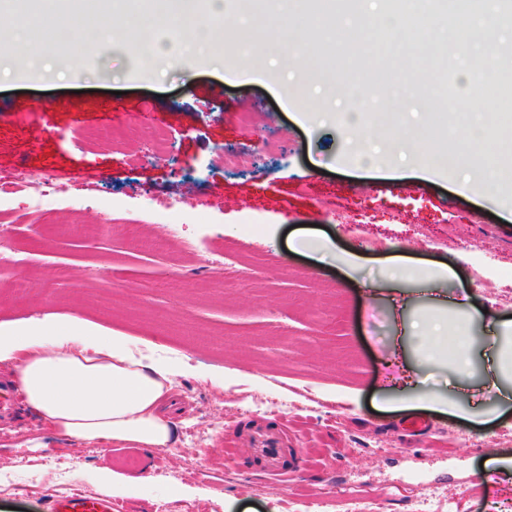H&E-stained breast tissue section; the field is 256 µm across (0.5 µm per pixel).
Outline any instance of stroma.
Returning a JSON list of instances; mask_svg holds the SVG:
<instances>
[{
    "mask_svg": "<svg viewBox=\"0 0 512 512\" xmlns=\"http://www.w3.org/2000/svg\"><path fill=\"white\" fill-rule=\"evenodd\" d=\"M40 2L0 8V177L20 164L32 175L53 170L78 198L36 214L0 199V327L87 320L163 361L180 441L85 446L11 395L0 412V512H51L74 493L105 497L93 479L102 469L136 480L134 492L111 497L113 512H157L163 501L176 512H313L361 488L377 490L380 512H512V485L484 465L512 456V400L487 399L485 376L495 335L512 317V161L499 160L490 200L458 186L489 155L456 154L471 113H484L494 143L511 139L512 126L501 125L479 84L461 80V45L442 37L446 0L404 40L381 22L370 31L360 21L313 25L309 0H293L289 51L302 65L257 79L225 78L222 61L241 48L263 59L278 0L247 26L238 20L244 0H224L212 48L188 69L170 67L144 41L124 49L138 29L162 26L139 0H112L117 44L91 52L59 34L44 48L49 67L33 69L25 48L8 42L19 10ZM478 15L482 28L470 37L483 55L471 62L473 78L486 56L498 76L512 74V53L497 42L512 31V0H483ZM313 72L341 76L343 98L308 88ZM441 85L447 107L437 111ZM355 100L370 115L384 177L357 166L347 147L337 117ZM244 112L254 126L241 122ZM126 126L137 136L121 145L94 137ZM397 129L452 167L422 177L402 161ZM160 131L168 143L157 161ZM223 149L256 154L257 169H225ZM124 219L138 221L142 237L165 239L164 249L137 247ZM107 223L101 238L70 231ZM309 226L332 244L323 256L288 247ZM339 252L355 254L356 268L340 265ZM398 253L454 274L426 285L390 281ZM478 270L494 294L475 286ZM463 299L476 314L468 339L478 357L459 375L448 366L450 344L426 364L408 329L425 313L455 320ZM426 393L464 407L486 400L488 414L477 424L422 410L414 400ZM404 400L411 409L400 410ZM257 423L287 426L294 480L253 471ZM193 432L208 436L207 447ZM49 459L67 474L46 470Z\"/></svg>",
    "mask_w": 512,
    "mask_h": 512,
    "instance_id": "35a3bbf8",
    "label": "stroma"
}]
</instances>
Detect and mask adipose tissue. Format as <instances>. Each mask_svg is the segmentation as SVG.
Masks as SVG:
<instances>
[{
    "mask_svg": "<svg viewBox=\"0 0 512 512\" xmlns=\"http://www.w3.org/2000/svg\"><path fill=\"white\" fill-rule=\"evenodd\" d=\"M17 351L25 354L16 368L24 403L73 441L176 447V423L162 413L170 371L133 356L121 337L81 320L0 329V362Z\"/></svg>",
    "mask_w": 512,
    "mask_h": 512,
    "instance_id": "1",
    "label": "adipose tissue"
}]
</instances>
